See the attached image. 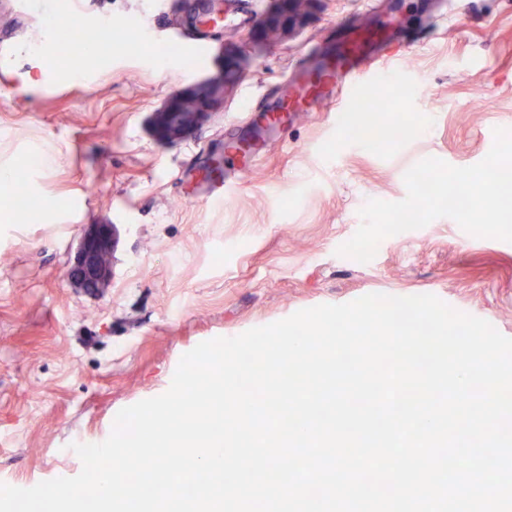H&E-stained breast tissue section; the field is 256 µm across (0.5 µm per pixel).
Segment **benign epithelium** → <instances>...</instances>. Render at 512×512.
<instances>
[{"instance_id": "obj_1", "label": "benign epithelium", "mask_w": 512, "mask_h": 512, "mask_svg": "<svg viewBox=\"0 0 512 512\" xmlns=\"http://www.w3.org/2000/svg\"><path fill=\"white\" fill-rule=\"evenodd\" d=\"M314 0H270L252 35L251 49L236 41L224 43L220 72L203 81L206 93L197 89L177 92L152 114L155 135L167 141L183 138L212 113L224 109L250 54L263 44L282 41L292 34L307 16ZM112 224H92L83 234L77 261L70 277L89 292L100 293L111 281L110 257L114 247Z\"/></svg>"}]
</instances>
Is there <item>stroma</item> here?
I'll list each match as a JSON object with an SVG mask.
<instances>
[{"mask_svg": "<svg viewBox=\"0 0 512 512\" xmlns=\"http://www.w3.org/2000/svg\"><path fill=\"white\" fill-rule=\"evenodd\" d=\"M201 0H84L74 20L93 32L80 80L55 62L39 92L24 84L37 41L68 0H0V159L36 193L39 210L0 223V483L30 488L79 474L74 447L106 439L124 407L165 393L183 354L217 337L298 310L368 294H432L512 338V242L479 238L442 217L384 238L366 263L337 255L370 199L407 195L405 172L434 157L465 167L512 130V0H315L288 40L251 56L217 112L187 138L155 139L149 117L173 92L217 71L225 39L244 41L268 0H230L204 50L176 49ZM394 30L402 57L376 88L407 116L402 137L374 147L337 136L329 113L297 112L252 172L222 170L237 189L224 203L197 199L224 139L285 87L307 50L345 23ZM406 73L413 89L401 88ZM57 155L42 173L28 153ZM90 224L117 228L112 281L85 293L69 270Z\"/></svg>", "mask_w": 512, "mask_h": 512, "instance_id": "obj_1", "label": "stroma"}]
</instances>
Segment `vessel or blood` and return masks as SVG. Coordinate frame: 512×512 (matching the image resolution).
Segmentation results:
<instances>
[{
    "label": "vessel or blood",
    "instance_id": "vessel-or-blood-1",
    "mask_svg": "<svg viewBox=\"0 0 512 512\" xmlns=\"http://www.w3.org/2000/svg\"><path fill=\"white\" fill-rule=\"evenodd\" d=\"M389 36H372L350 26L336 46L317 60L314 76L293 79L282 102L258 110L251 120L265 128H284L292 112H319L330 107L337 121L351 118L353 109L371 98L379 72L391 49ZM224 153L240 169L251 170L265 154L262 141L229 140Z\"/></svg>",
    "mask_w": 512,
    "mask_h": 512
}]
</instances>
